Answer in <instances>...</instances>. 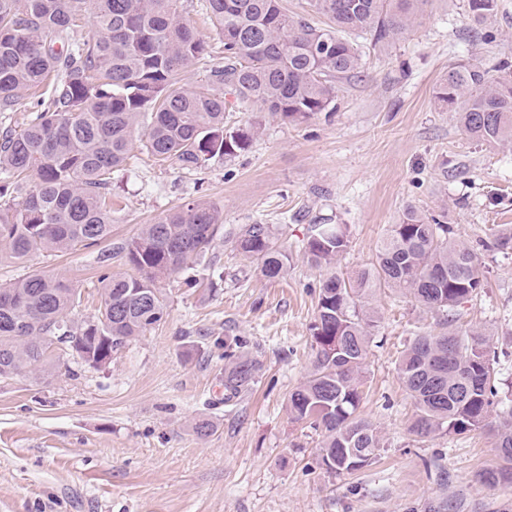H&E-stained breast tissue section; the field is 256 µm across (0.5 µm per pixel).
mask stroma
<instances>
[{"instance_id":"1","label":"stroma","mask_w":512,"mask_h":512,"mask_svg":"<svg viewBox=\"0 0 512 512\" xmlns=\"http://www.w3.org/2000/svg\"><path fill=\"white\" fill-rule=\"evenodd\" d=\"M494 28L485 41L465 0H433L391 45L365 48L329 117L294 124L234 113L259 122V133L198 172L158 165L134 146L112 183L113 238L192 200L221 210L224 235L162 281L164 320L113 351L110 364L94 368L58 349L45 377L0 378V512H512V487L480 478L500 463L489 433L410 432L398 360L414 336L444 327L400 291L380 288L367 299L377 327L360 411L377 431L376 457L350 474L326 473L318 434L288 417L289 396L311 369L324 279L374 263L411 207L474 247L512 224V146L469 139L434 100L449 65L512 59V0H500ZM244 224L272 225L292 257L285 277L265 279L235 249ZM317 224L347 227L348 247L329 270L304 257ZM94 255L5 261L0 283L34 273L67 279L84 293L77 319L91 320L100 304ZM482 259L485 286L459 307V323L490 338L501 392L512 399V252ZM216 269L224 278L211 289ZM228 338L260 364L251 389L229 404ZM201 419L216 424L210 436L196 434Z\"/></svg>"}]
</instances>
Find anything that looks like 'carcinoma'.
Wrapping results in <instances>:
<instances>
[{"label":"carcinoma","mask_w":512,"mask_h":512,"mask_svg":"<svg viewBox=\"0 0 512 512\" xmlns=\"http://www.w3.org/2000/svg\"><path fill=\"white\" fill-rule=\"evenodd\" d=\"M224 40V61L179 13L180 0H0V112L48 80L27 128L0 130V261L24 262L43 252L98 248L100 315L78 321L82 291L60 277L31 274L0 283V377L49 371L57 345L99 368L112 351L143 335L167 314L160 281L209 251L224 231L218 207L189 202L124 240H112V176L123 170L140 118L150 113L143 147L156 162L197 171L214 158L245 150L258 127L227 121L226 96L238 111L258 108L292 123L334 111L340 84L360 73L359 39L386 46L415 26L433 0H311L330 25L288 15L280 0H205ZM476 25L495 22L499 0H466ZM93 37L76 34L85 19ZM197 65L208 72L192 91L181 88ZM438 104L455 114L472 140L512 143V60L491 66L467 59L436 87ZM236 248L269 280L284 277L291 256L271 226L246 224ZM341 224H317L304 248L309 264L328 268L348 247ZM488 247L512 250V226ZM120 262L129 271L112 273ZM477 250L448 239V225L410 208L391 225L376 263L319 286L312 368L290 394L289 415L320 432L318 465L352 473L380 448L360 414L362 366L376 327L362 299L382 286L398 288L440 313L448 330L416 336L398 363L413 400L417 436L489 430L501 465L484 474L494 487L512 485V407L489 422L497 405L492 384L496 352L484 334L456 326L455 309L484 285ZM224 341V402L251 388L259 363Z\"/></svg>","instance_id":"carcinoma-1"}]
</instances>
